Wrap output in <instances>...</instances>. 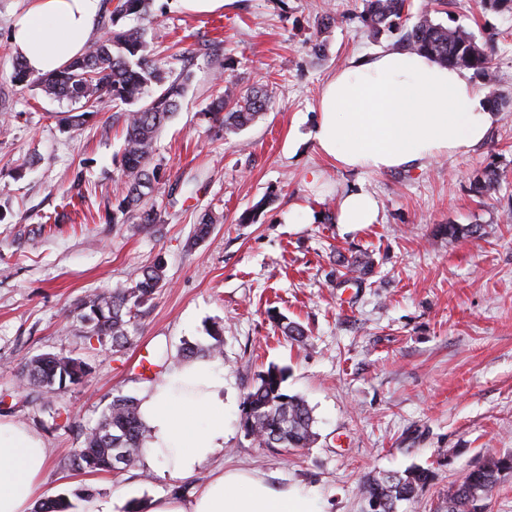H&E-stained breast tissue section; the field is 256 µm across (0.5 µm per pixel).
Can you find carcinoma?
<instances>
[{
  "label": "carcinoma",
  "instance_id": "1",
  "mask_svg": "<svg viewBox=\"0 0 512 512\" xmlns=\"http://www.w3.org/2000/svg\"><path fill=\"white\" fill-rule=\"evenodd\" d=\"M150 4L151 0H118L111 12L112 29L102 39L87 44L83 54L63 70L36 77L20 62L13 73L14 81L21 85L32 84L48 96L86 107V111L71 116L77 124L105 96L117 105L128 106L118 158L126 181L112 211L106 212L114 224L158 222V210L149 199L159 183V167L151 161L158 135L178 109L189 80L187 73L173 80L162 75L151 58L143 28L119 26L120 21L132 17L148 19ZM408 9V0H365L363 20L377 33L389 31ZM399 41L410 52L429 55L449 66L472 69L483 76L487 85L495 83L492 54L463 26L448 27L426 13L412 27L401 30ZM268 108L269 97L264 90L241 92L231 83L212 101L210 115L219 128L235 132L253 123ZM499 185L500 177L494 169L486 170L474 183L481 194L494 191ZM165 284L164 266L157 262L126 284L86 294L68 317L83 323L89 336L98 342L108 341L112 349L119 350L130 342L129 328L136 311L153 300ZM210 337L214 343L204 349L186 345L182 357L219 359L220 330L210 331ZM89 374L88 363L60 351L30 359L21 367L19 377L21 386L47 399L58 389L85 384ZM287 378L288 367L272 363L258 374L243 397L242 427L261 448H309L317 440L312 410L301 397L285 391ZM82 436L81 445L71 449L65 467L119 472L140 460L149 429L140 419L137 400L116 394L100 421ZM506 470L512 471L511 455L487 454L481 465L466 471L448 490V512H487L488 501ZM432 480L430 469L413 466L402 472L369 477L360 492L365 502L380 503L379 512H397L398 503L418 497ZM73 509L75 504L65 496L43 500L37 506V512Z\"/></svg>",
  "mask_w": 512,
  "mask_h": 512
}]
</instances>
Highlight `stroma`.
<instances>
[{
	"label": "stroma",
	"instance_id": "1",
	"mask_svg": "<svg viewBox=\"0 0 512 512\" xmlns=\"http://www.w3.org/2000/svg\"><path fill=\"white\" fill-rule=\"evenodd\" d=\"M28 6L0 0V419L44 443L36 500L82 491L125 512L129 501L187 497L214 472L244 467L305 487L322 512H365L368 476L421 465L434 479L398 512H447L448 490L466 470L490 452L512 455V223L502 219L512 208V111L499 113L479 147L423 168L341 170L312 137L322 88L352 55L396 41L366 26L363 0H234L200 15L153 0L151 56L165 76L191 79L157 142L159 223L112 224L104 216L123 182L114 157L126 109L106 98L75 126L66 118L78 104L14 82L10 24ZM327 9L337 22L316 31ZM426 12L493 47L496 92L512 102V10L452 0L438 13L430 0H409L410 20ZM313 37L324 56L309 53ZM229 81L264 88L271 103L227 135L206 110ZM489 168L500 186L478 194L473 182ZM78 172L83 195L67 198ZM359 186L377 197L378 223L333 222L340 195ZM299 205L315 210L313 223H289ZM247 211L253 222L240 223ZM206 212L215 223L199 241ZM452 224L463 235L449 236ZM356 259L372 261V274L346 276L344 262ZM158 261L167 284L125 348L102 347L66 318L89 291ZM283 317L304 327V343L284 336ZM215 323L222 452L189 479L145 460L117 475L61 468L113 395L141 397L181 363L184 344H210ZM62 350L91 365L86 385L47 401L20 386L24 362ZM144 356L160 361L152 375L140 372ZM272 363L288 367L289 393L313 410L312 447L261 448L241 426L243 396Z\"/></svg>",
	"mask_w": 512,
	"mask_h": 512
}]
</instances>
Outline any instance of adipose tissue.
Returning <instances> with one entry per match:
<instances>
[{
  "label": "adipose tissue",
  "instance_id": "obj_1",
  "mask_svg": "<svg viewBox=\"0 0 512 512\" xmlns=\"http://www.w3.org/2000/svg\"><path fill=\"white\" fill-rule=\"evenodd\" d=\"M100 8L101 0H31L12 25V49L33 73L60 70L83 52ZM496 121L465 70L388 49L353 57L328 80L313 137L337 168L410 170L481 145ZM378 218L370 192L351 189L340 197L337 223L374 224ZM139 409L150 431L145 459L163 461L173 476L194 475L224 448V381L210 361L165 372L144 392ZM46 466L40 437L0 420V512H33ZM147 512L319 510L307 491L232 469L213 476L191 499H153Z\"/></svg>",
  "mask_w": 512,
  "mask_h": 512
}]
</instances>
